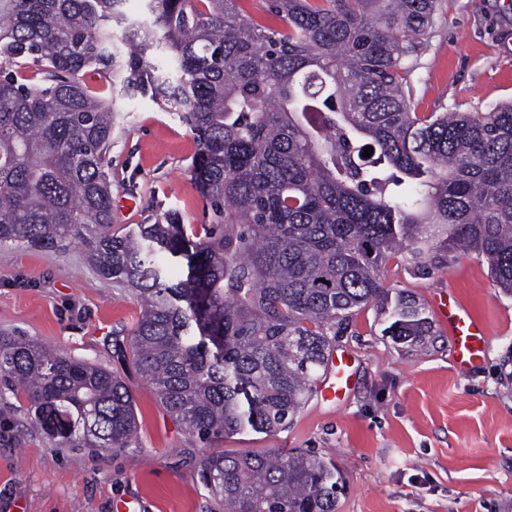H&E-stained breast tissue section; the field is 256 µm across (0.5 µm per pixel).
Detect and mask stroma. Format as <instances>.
I'll list each match as a JSON object with an SVG mask.
<instances>
[{
	"instance_id": "35a3bbf8",
	"label": "stroma",
	"mask_w": 512,
	"mask_h": 512,
	"mask_svg": "<svg viewBox=\"0 0 512 512\" xmlns=\"http://www.w3.org/2000/svg\"><path fill=\"white\" fill-rule=\"evenodd\" d=\"M410 80L422 112L512 102V0H445ZM120 107L110 152L113 231L171 210L182 223H204L193 133L149 99ZM380 279L419 298L434 336L421 346L394 343L368 306L336 345L353 371L344 396H313L288 429L218 438L214 448H306L331 458L341 476L338 512H512V296L473 251L449 254L436 269L404 252ZM451 296L489 336L485 356L466 369L440 318ZM138 314L136 299L104 285L79 244L0 248V334L117 372L138 423L129 448H62L35 423L25 394L0 384V512H211L197 474L203 444L121 352Z\"/></svg>"
}]
</instances>
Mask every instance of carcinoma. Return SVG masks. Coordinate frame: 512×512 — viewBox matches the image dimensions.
I'll list each match as a JSON object with an SVG mask.
<instances>
[{
  "mask_svg": "<svg viewBox=\"0 0 512 512\" xmlns=\"http://www.w3.org/2000/svg\"><path fill=\"white\" fill-rule=\"evenodd\" d=\"M123 2L0 0V247L77 242L128 289L130 360L189 435L288 428L368 305L397 344L432 335L380 282L403 250L433 267L475 251L512 295V103L420 112L410 82L440 0H265L283 26L239 0ZM137 96L197 139L208 223L112 231L117 99ZM0 381L62 448L135 443L117 373L0 338ZM339 479L308 449L211 448L199 470L220 512H337Z\"/></svg>",
  "mask_w": 512,
  "mask_h": 512,
  "instance_id": "carcinoma-1",
  "label": "carcinoma"
}]
</instances>
